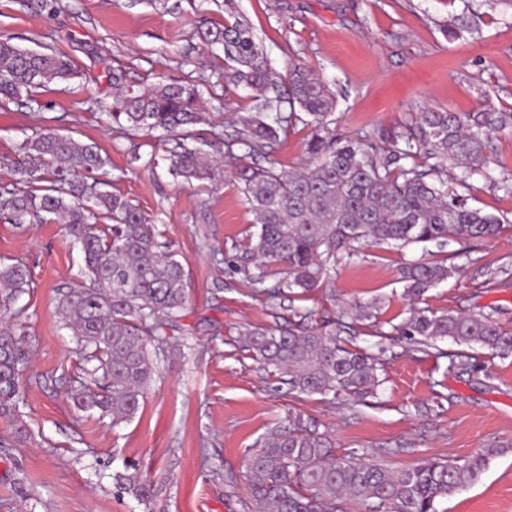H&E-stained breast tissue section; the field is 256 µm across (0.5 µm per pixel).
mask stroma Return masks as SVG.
<instances>
[{"label":"stroma","instance_id":"1","mask_svg":"<svg viewBox=\"0 0 512 512\" xmlns=\"http://www.w3.org/2000/svg\"><path fill=\"white\" fill-rule=\"evenodd\" d=\"M235 0L252 24L267 63L287 85L293 63L310 67L336 97V134L371 135L380 143L412 114L427 108L471 112L488 106L512 113V8L501 0ZM224 19V0H0V35L27 48L66 52L79 78L54 82L35 101L0 111V159L33 131L45 128L96 144L110 163L109 190L124 194L153 219L159 242L177 253L187 272L190 302L182 330L168 336L156 358L158 374L128 422L77 411L67 378L81 363L70 331L57 314L59 290L82 280L83 256L63 224L18 226L0 219V267L24 262L30 285L15 301L24 312L31 355L22 380L21 420L0 418V512H246V458L256 440L303 414L331 432L337 455L355 453L397 470L431 458L462 459L494 449L481 479L449 496L442 512H512V356L480 349L476 371L451 368L452 341L413 350L385 340L382 384L364 401L291 397L270 370L242 351L237 332L273 327L293 309L322 320L353 301L380 299L376 324H364L355 344L373 349L376 332H390L407 315L400 267L426 258L428 247L368 248L362 259L341 260L327 289L306 298L254 293L234 268L257 258L243 248L251 228L234 164L292 169L305 161L303 125L266 156L224 151V130L252 112L255 93L225 89L222 46H201V20ZM147 87L175 79L198 86L205 105V153L221 161L215 179L191 185L166 165L145 166L168 137L112 125L114 71ZM138 145L142 162L129 161ZM487 176H473L469 204L512 222V195L490 179L512 182V126L487 143ZM454 275L426 297L436 311L493 315L512 331V279L483 283L484 264L512 257V234L447 247ZM137 468L162 480L166 491L146 505L117 487L114 476Z\"/></svg>","mask_w":512,"mask_h":512}]
</instances>
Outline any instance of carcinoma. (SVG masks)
<instances>
[{"instance_id":"carcinoma-1","label":"carcinoma","mask_w":512,"mask_h":512,"mask_svg":"<svg viewBox=\"0 0 512 512\" xmlns=\"http://www.w3.org/2000/svg\"><path fill=\"white\" fill-rule=\"evenodd\" d=\"M229 18L202 25L204 45L224 49V87L248 86L259 99L242 129L225 134L227 153L242 146L262 155L287 134L292 122L309 128L304 151L308 163L293 171L242 166L234 172L256 231L248 249L269 271L240 269L255 291L273 298L318 291L336 270L338 251L350 260L366 247L404 248L412 243L443 246L450 239L487 241L501 235L504 220L468 204V179L484 171L489 136L512 125V113L426 109L412 115L387 147L368 136L336 137V97L307 66L290 71L288 106L256 41L253 27L224 0ZM63 51L21 48L0 37V109L22 94L75 77ZM107 112L112 124L129 130H162L175 136L163 160L169 173L187 181L210 182L215 164L199 147L195 129L204 123L197 88L168 80L145 88L120 84ZM275 115H268V111ZM404 147H398V142ZM105 160L97 147L69 136L37 132L24 139L7 163L13 176L0 195L10 224L59 219L80 243L85 280L60 292L57 314L83 355L84 366L70 380L68 397L84 412L112 422L137 414L154 379L156 363L149 344L163 351L167 330L180 329L189 301L187 273L176 255L161 250L152 220L121 193L102 189L97 172ZM463 175L448 186V170ZM456 268L445 258L417 260L402 268L409 315L395 332L412 347L434 348L449 339L457 345L512 354V333L492 315H471L420 306L425 294L448 280ZM274 284L264 286L266 278ZM21 262L0 267V416L14 418L24 402L19 380L29 364L23 324L11 304L29 286ZM379 302H354L335 319L321 323L313 313L295 310L277 328L239 330L240 347L271 367L301 396L341 395L357 401L381 385V359L352 346L356 326L377 318ZM246 461L250 512H343V500L359 499L368 512H440L439 504L477 482L486 471L490 448L462 460L434 458L392 470L356 454L341 459L329 433L309 426L299 415L256 441ZM119 488L150 502L163 488L134 472L117 476Z\"/></svg>"}]
</instances>
